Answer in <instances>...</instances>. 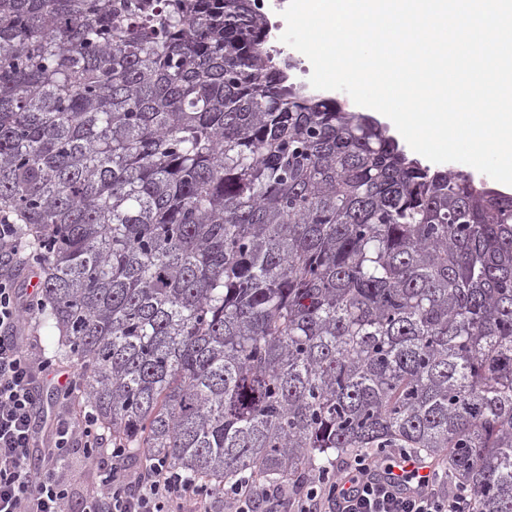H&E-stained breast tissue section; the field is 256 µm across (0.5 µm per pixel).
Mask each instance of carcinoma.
Returning <instances> with one entry per match:
<instances>
[{"mask_svg": "<svg viewBox=\"0 0 512 512\" xmlns=\"http://www.w3.org/2000/svg\"><path fill=\"white\" fill-rule=\"evenodd\" d=\"M253 0H0V215L128 457L215 496L358 448L512 512V195L291 81Z\"/></svg>", "mask_w": 512, "mask_h": 512, "instance_id": "1", "label": "carcinoma"}]
</instances>
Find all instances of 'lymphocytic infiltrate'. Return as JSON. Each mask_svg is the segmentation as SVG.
<instances>
[{
    "instance_id": "f902f5d3",
    "label": "lymphocytic infiltrate",
    "mask_w": 512,
    "mask_h": 512,
    "mask_svg": "<svg viewBox=\"0 0 512 512\" xmlns=\"http://www.w3.org/2000/svg\"><path fill=\"white\" fill-rule=\"evenodd\" d=\"M28 231L0 223V512H64L68 488L59 464L76 445L98 471L85 512H253L266 500L269 512H472L471 498L449 471L431 468L413 492L384 481L370 456L356 455L346 468L292 487L238 481L223 499L194 488L182 472L152 462L139 471L126 465L124 449L108 448L89 410L76 409L75 376L59 372L51 357L34 352L23 315L37 300L14 279L13 267L32 259ZM54 381L58 398L48 427L35 423L36 392ZM40 469H32V454Z\"/></svg>"
}]
</instances>
